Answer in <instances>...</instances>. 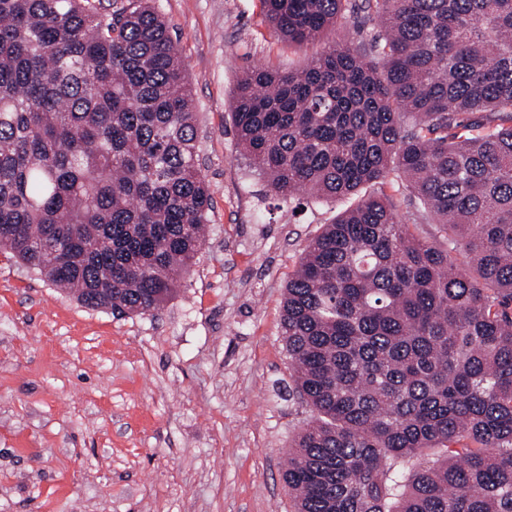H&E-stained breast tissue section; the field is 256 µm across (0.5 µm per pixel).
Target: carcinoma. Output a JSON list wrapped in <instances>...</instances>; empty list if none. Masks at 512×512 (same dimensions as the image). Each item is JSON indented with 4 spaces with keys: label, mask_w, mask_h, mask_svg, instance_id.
Returning a JSON list of instances; mask_svg holds the SVG:
<instances>
[{
    "label": "carcinoma",
    "mask_w": 512,
    "mask_h": 512,
    "mask_svg": "<svg viewBox=\"0 0 512 512\" xmlns=\"http://www.w3.org/2000/svg\"><path fill=\"white\" fill-rule=\"evenodd\" d=\"M303 68L251 67L237 144L309 241L281 335L312 413L296 512H512V0H262ZM183 61L151 0H0V251L93 310L160 309L204 244ZM394 181L407 210L362 189ZM445 226L439 247L411 227ZM465 258L461 267L451 252Z\"/></svg>",
    "instance_id": "1"
}]
</instances>
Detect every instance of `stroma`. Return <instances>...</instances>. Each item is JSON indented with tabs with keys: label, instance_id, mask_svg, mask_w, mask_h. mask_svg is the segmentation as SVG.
<instances>
[{
	"label": "stroma",
	"instance_id": "1",
	"mask_svg": "<svg viewBox=\"0 0 512 512\" xmlns=\"http://www.w3.org/2000/svg\"><path fill=\"white\" fill-rule=\"evenodd\" d=\"M182 53L209 183L206 240L160 310L82 306L0 252V512H294L310 417L281 336L304 246L350 207L281 200L238 146L243 69L303 67L261 0H154Z\"/></svg>",
	"mask_w": 512,
	"mask_h": 512
}]
</instances>
